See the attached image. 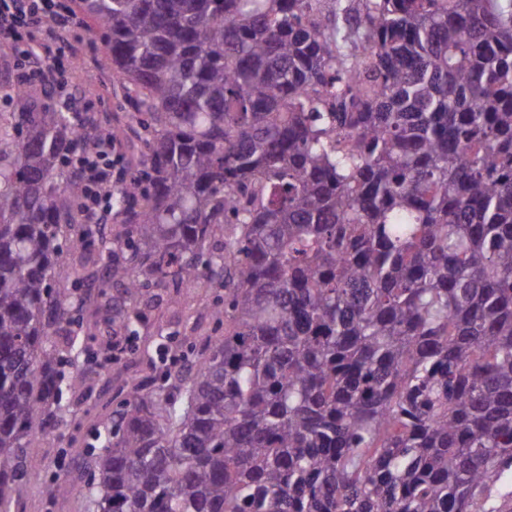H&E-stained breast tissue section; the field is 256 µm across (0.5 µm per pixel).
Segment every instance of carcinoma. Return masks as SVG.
I'll return each instance as SVG.
<instances>
[{
	"instance_id": "cac0c4a2",
	"label": "carcinoma",
	"mask_w": 512,
	"mask_h": 512,
	"mask_svg": "<svg viewBox=\"0 0 512 512\" xmlns=\"http://www.w3.org/2000/svg\"><path fill=\"white\" fill-rule=\"evenodd\" d=\"M141 135L112 208L68 170L94 124L0 56V512L64 420L57 337L106 263L220 283L224 335L130 391L92 512H512V0H71Z\"/></svg>"
}]
</instances>
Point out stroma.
<instances>
[{"mask_svg":"<svg viewBox=\"0 0 512 512\" xmlns=\"http://www.w3.org/2000/svg\"><path fill=\"white\" fill-rule=\"evenodd\" d=\"M79 68L67 79L81 110L92 115L120 117L128 107L121 89L112 83V73L102 65L99 41L79 30ZM220 286L200 292L181 293L171 302L167 288L150 289L139 305L143 317L141 337H129L113 324L112 313L103 309L84 316V325L75 329L77 348L71 353L67 371L82 370L91 381L87 391L65 392L63 403L69 417L60 430L48 437L38 454L43 459L44 477L68 471L78 451L100 447L95 430L109 426L116 410L124 407L132 383H146L170 367L171 361L159 352V345L176 348L186 360L201 353L210 338L223 335L224 327L212 320L206 308L223 296ZM193 337L186 345L185 337Z\"/></svg>","mask_w":512,"mask_h":512,"instance_id":"obj_1","label":"stroma"}]
</instances>
